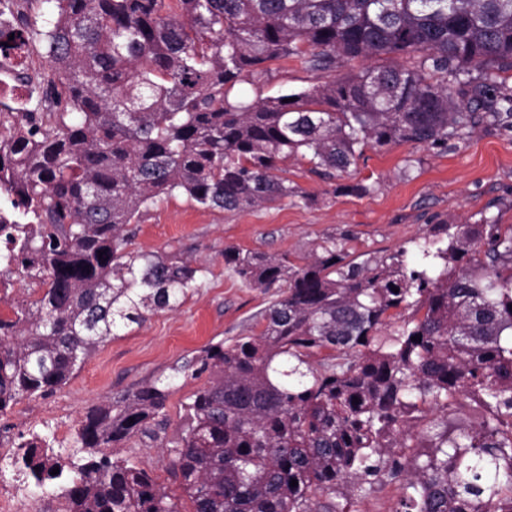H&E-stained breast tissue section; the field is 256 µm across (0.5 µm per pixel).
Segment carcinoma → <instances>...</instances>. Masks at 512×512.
<instances>
[{"instance_id":"cac0c4a2","label":"carcinoma","mask_w":512,"mask_h":512,"mask_svg":"<svg viewBox=\"0 0 512 512\" xmlns=\"http://www.w3.org/2000/svg\"><path fill=\"white\" fill-rule=\"evenodd\" d=\"M42 2L0 23V47L44 46L58 107L0 124V275L43 285L0 317V413L201 287L194 261L129 250L142 210L176 192L223 211L304 200L278 161L332 179L367 146L446 148L512 119L495 100L512 0ZM381 55L391 63L295 94L227 96L280 59L333 72ZM318 248L301 266L224 249L243 283L278 298L259 334L175 368L208 378L172 460L193 512H352L383 481L400 484L395 512H512V224H434L410 258L359 261L334 236ZM393 310L409 312L395 329ZM168 395L146 384L91 408L73 437L82 463L34 439L18 471L37 485L72 471L69 512H181L146 470L103 452L154 436ZM467 408V428L416 431L423 413Z\"/></svg>"}]
</instances>
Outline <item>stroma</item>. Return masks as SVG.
Instances as JSON below:
<instances>
[{"label": "stroma", "instance_id": "1", "mask_svg": "<svg viewBox=\"0 0 512 512\" xmlns=\"http://www.w3.org/2000/svg\"><path fill=\"white\" fill-rule=\"evenodd\" d=\"M270 69L269 76L237 83L230 99L300 92L327 79L291 59ZM282 167L302 198L230 212L200 207L177 193L130 225L133 250L174 253L205 267L203 288L177 310L119 330L53 395L21 399L1 413L0 456H11L36 433L64 460H78L82 452L72 434L89 408L154 382L170 391L157 438L134 436L117 453L148 471L189 512L170 462L184 423L183 405L205 381L174 369L207 345L260 332L257 314L272 299L225 268V248L285 254L299 264L321 238L333 235L347 237L354 254L383 259L402 247L415 250L435 224H474L485 215L512 224V129L502 125H478L444 149L413 143L365 148L356 165L332 183L292 158ZM0 482L25 490L20 512H68L66 480L38 487L5 462Z\"/></svg>", "mask_w": 512, "mask_h": 512}]
</instances>
